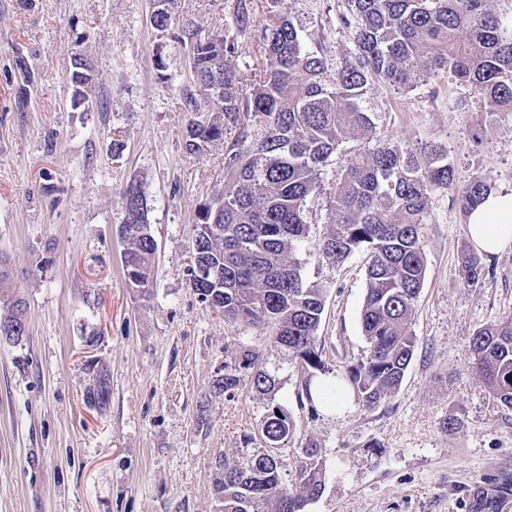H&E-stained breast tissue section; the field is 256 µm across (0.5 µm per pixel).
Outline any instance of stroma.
<instances>
[{"instance_id":"obj_1","label":"stroma","mask_w":512,"mask_h":512,"mask_svg":"<svg viewBox=\"0 0 512 512\" xmlns=\"http://www.w3.org/2000/svg\"><path fill=\"white\" fill-rule=\"evenodd\" d=\"M287 3L305 49L336 72L354 52L345 0ZM153 10V0H0V254L13 269L0 295L24 301L29 324L20 343L0 342V512H216L215 458H235L273 402L294 421L289 447L316 444L323 462L325 488L305 512H512V409L469 366L476 331L512 317V248L482 256L483 277L467 284L461 262L473 244L459 205L475 176L512 191V113L487 112L470 86L424 67L410 91L372 85L363 107L375 129L350 134L323 168L296 254L304 283L326 287L317 344L330 371L346 373L367 350L366 252L331 267L313 249L350 158L371 136L416 153L438 147L456 183L433 192L421 226L427 272L399 390L371 409L355 396L340 413L303 406L298 363L263 330L225 322L187 276L198 211L223 191L240 130L257 128L245 115L223 140L186 150L191 121L212 109L186 34L233 36L230 62L247 92L261 32L237 33V0H177L164 30ZM78 56L97 76L85 105L70 81ZM133 179L157 243L147 300L121 262ZM243 346L266 358L274 401L245 389L208 398L226 355ZM102 366L111 393L97 410L84 392Z\"/></svg>"}]
</instances>
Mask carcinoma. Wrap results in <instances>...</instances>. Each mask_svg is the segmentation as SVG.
<instances>
[{
    "label": "carcinoma",
    "mask_w": 512,
    "mask_h": 512,
    "mask_svg": "<svg viewBox=\"0 0 512 512\" xmlns=\"http://www.w3.org/2000/svg\"><path fill=\"white\" fill-rule=\"evenodd\" d=\"M268 23L259 82L250 93L240 89L228 60L234 43L199 39L192 46L193 72L205 90L214 91L218 121L192 125L186 149L224 138L225 127L252 114L263 127L259 138L237 139L226 158L230 178L216 201L203 205L192 239L204 260L220 269L227 322L261 327L271 342L300 363L325 370L317 350V331L326 289L303 282L295 257L308 238L305 211L318 189L322 167L355 131L374 128V113L362 108L370 86L383 80L406 91L414 86L419 64L451 74L483 96L492 112H512V34L487 8L488 0H347L344 25L355 57L336 73L325 60L305 50L301 29L288 16L286 0H269ZM84 91L95 75L85 59H74ZM447 155L432 148L419 158L399 144L375 141L348 163L331 200L332 220L318 243L319 259L336 266L364 250L365 297L360 312L368 356L349 374L323 386L324 403H339L350 386L368 408L396 392L416 347L412 331L415 304L426 276L420 224L431 193L453 184ZM492 191L479 176L465 183L460 207L470 214ZM122 224L136 230L121 235L122 263L129 287L151 296L156 241L148 224V206L136 180L124 191ZM478 255L468 252L462 275L475 284L482 275ZM25 315L16 299L0 305V340L8 323ZM472 369L491 397L512 408V317L478 330L471 343ZM276 378L260 351L242 347L225 358L224 374L210 393L233 398L246 388L274 393ZM111 389L105 367L95 371L85 402L102 409ZM294 421L279 405L264 414L259 435L264 447L241 448L234 460L218 458L210 483L217 512H304L324 487L317 451L308 445L288 469L285 447ZM294 474L299 492L288 491Z\"/></svg>",
    "instance_id": "cac0c4a2"
}]
</instances>
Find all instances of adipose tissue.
Instances as JSON below:
<instances>
[{
  "mask_svg": "<svg viewBox=\"0 0 512 512\" xmlns=\"http://www.w3.org/2000/svg\"><path fill=\"white\" fill-rule=\"evenodd\" d=\"M468 232L479 253L496 254L512 247V193L489 194L469 214Z\"/></svg>",
  "mask_w": 512,
  "mask_h": 512,
  "instance_id": "1",
  "label": "adipose tissue"
}]
</instances>
